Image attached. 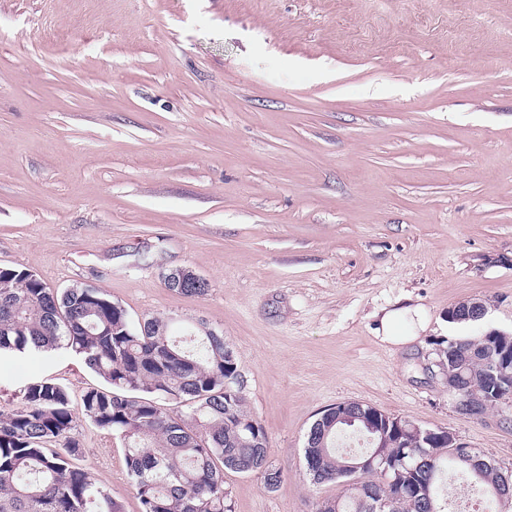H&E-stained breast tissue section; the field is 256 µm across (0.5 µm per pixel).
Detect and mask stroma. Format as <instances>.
Listing matches in <instances>:
<instances>
[{"label":"stroma","mask_w":512,"mask_h":512,"mask_svg":"<svg viewBox=\"0 0 512 512\" xmlns=\"http://www.w3.org/2000/svg\"><path fill=\"white\" fill-rule=\"evenodd\" d=\"M190 267L209 292L162 275ZM0 267L92 284L132 320L223 333L283 472L224 473L232 512H315L303 448L358 401L512 464V402L460 419L441 341L512 333V0H0ZM485 300L480 325L450 306ZM423 308L415 335L384 310ZM106 382L71 351L0 358ZM93 480L140 512L120 439ZM166 281L167 285L174 288L173 291L179 295L202 297L208 292L207 280L190 268L173 270L167 275Z\"/></svg>","instance_id":"obj_1"}]
</instances>
